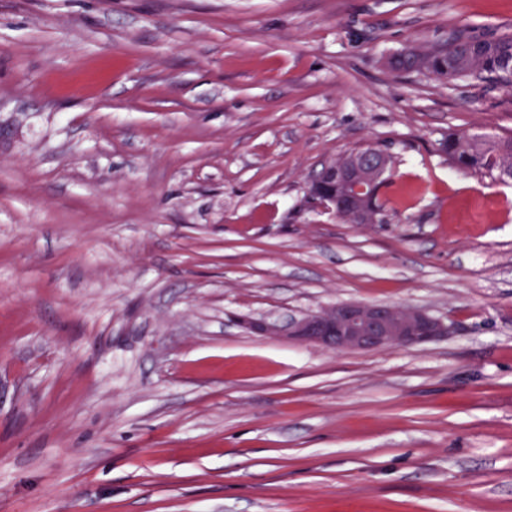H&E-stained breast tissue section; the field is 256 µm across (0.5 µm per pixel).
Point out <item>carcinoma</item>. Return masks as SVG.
<instances>
[{
    "instance_id": "carcinoma-1",
    "label": "carcinoma",
    "mask_w": 512,
    "mask_h": 512,
    "mask_svg": "<svg viewBox=\"0 0 512 512\" xmlns=\"http://www.w3.org/2000/svg\"><path fill=\"white\" fill-rule=\"evenodd\" d=\"M402 67L424 70L441 80L491 77L512 89V37L483 39L457 35L437 49L413 43L391 58ZM443 151L458 170L474 171L493 180L512 174L511 135H472L464 130L448 134Z\"/></svg>"
}]
</instances>
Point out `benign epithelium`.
<instances>
[{
  "label": "benign epithelium",
  "instance_id": "obj_1",
  "mask_svg": "<svg viewBox=\"0 0 512 512\" xmlns=\"http://www.w3.org/2000/svg\"><path fill=\"white\" fill-rule=\"evenodd\" d=\"M386 175L372 148L340 163L326 161L311 182L310 196L338 214L352 209L358 224L377 223L368 198ZM341 194H336V186ZM247 329L258 336L286 337L290 341L334 351H370L412 347L446 336L451 326L427 311L383 303L341 302L302 314L286 324L264 318L248 319Z\"/></svg>",
  "mask_w": 512,
  "mask_h": 512
}]
</instances>
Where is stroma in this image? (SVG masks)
I'll return each mask as SVG.
<instances>
[{
    "label": "stroma",
    "instance_id": "1",
    "mask_svg": "<svg viewBox=\"0 0 512 512\" xmlns=\"http://www.w3.org/2000/svg\"><path fill=\"white\" fill-rule=\"evenodd\" d=\"M512 0H0V512H512L501 85L392 71ZM393 156L381 224L313 204ZM418 307L426 345L243 321ZM443 151L458 170L474 171L493 180L512 174L511 135H472L464 130L448 134ZM385 175L386 169L377 163L372 148H365L361 156L347 158L337 165L336 158L326 161L310 184V196L337 215L352 209L350 215L355 217V224H376L377 214L368 198L373 186ZM336 182L341 186L340 195ZM361 200L364 202L360 203Z\"/></svg>",
    "mask_w": 512,
    "mask_h": 512
}]
</instances>
